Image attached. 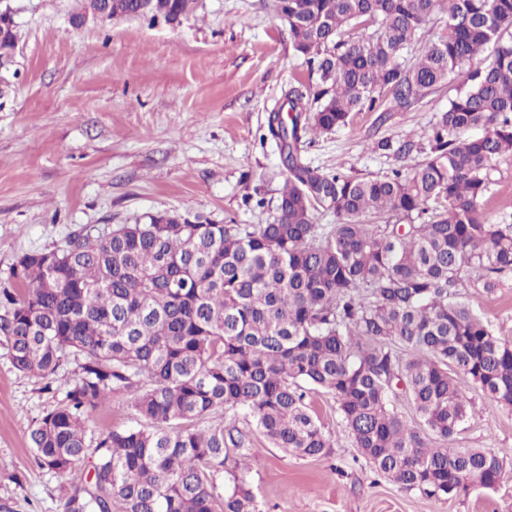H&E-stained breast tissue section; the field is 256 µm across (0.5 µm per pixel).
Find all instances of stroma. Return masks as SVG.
I'll list each match as a JSON object with an SVG mask.
<instances>
[{
	"mask_svg": "<svg viewBox=\"0 0 512 512\" xmlns=\"http://www.w3.org/2000/svg\"><path fill=\"white\" fill-rule=\"evenodd\" d=\"M18 30L15 66L0 73V282L26 252L64 247L79 230L98 234L148 214L177 212L215 223L268 224L284 177L265 137L285 91L308 92L274 0H196L179 22L70 23L80 0H10ZM455 93L443 86L415 107L355 114L351 125L314 135L304 163L324 172L383 177L416 165ZM417 132L405 158L371 152ZM512 224V157L494 161L484 205ZM471 302L498 336L512 339V273L493 297ZM457 383L471 412L456 444L484 448L512 469V410L468 377ZM17 371L0 342V502L13 512H60L64 481L41 469L30 448L35 422L63 398ZM307 401L333 436L330 456L301 459L251 432L244 474L261 512H512V477L493 490L436 501L377 475L359 460L332 394Z\"/></svg>",
	"mask_w": 512,
	"mask_h": 512,
	"instance_id": "1",
	"label": "stroma"
}]
</instances>
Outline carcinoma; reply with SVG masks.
I'll use <instances>...</instances> for the list:
<instances>
[{"label": "carcinoma", "instance_id": "1", "mask_svg": "<svg viewBox=\"0 0 512 512\" xmlns=\"http://www.w3.org/2000/svg\"><path fill=\"white\" fill-rule=\"evenodd\" d=\"M194 2L112 0V12L174 23ZM6 8L0 70L18 42ZM275 11L315 90L314 106L291 88L268 116L286 172L274 221L149 214L24 253L0 286L13 367L64 387L30 433L35 458L58 475L88 467L61 486L62 512H257L236 474L250 441L224 419L324 457L334 441L309 387L334 396L361 457L404 489L440 501L512 473L496 454L455 446L470 403L452 376L512 408V340L463 299L492 295L512 272V224L481 208L492 162L512 154V0H275ZM437 14L443 26L418 46ZM454 79L414 169L357 179L301 161L307 136L358 112L384 119ZM320 207L336 223H316ZM429 210L424 224L370 221ZM70 356L76 369L61 378ZM401 393L420 426L398 413ZM118 397L145 425L88 436L87 414Z\"/></svg>", "mask_w": 512, "mask_h": 512}]
</instances>
